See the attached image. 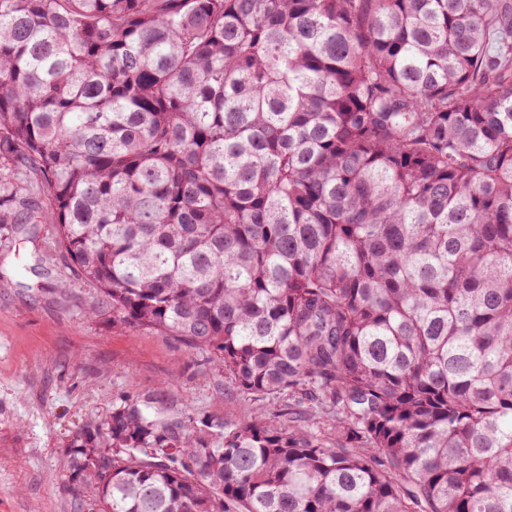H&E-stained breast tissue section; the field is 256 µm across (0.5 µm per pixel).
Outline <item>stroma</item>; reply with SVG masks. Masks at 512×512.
Here are the masks:
<instances>
[{
    "label": "stroma",
    "mask_w": 512,
    "mask_h": 512,
    "mask_svg": "<svg viewBox=\"0 0 512 512\" xmlns=\"http://www.w3.org/2000/svg\"><path fill=\"white\" fill-rule=\"evenodd\" d=\"M43 275L28 270L33 250ZM52 225L0 231V512H90L92 496L69 479V450L121 400L153 403L169 418L186 409L247 420L260 406L227 383L202 353L160 333L112 323L94 293L70 278Z\"/></svg>",
    "instance_id": "stroma-1"
}]
</instances>
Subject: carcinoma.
Wrapping results in <instances>:
<instances>
[{"instance_id": "obj_1", "label": "carcinoma", "mask_w": 512, "mask_h": 512, "mask_svg": "<svg viewBox=\"0 0 512 512\" xmlns=\"http://www.w3.org/2000/svg\"><path fill=\"white\" fill-rule=\"evenodd\" d=\"M15 169L0 229L269 408L114 407L96 512H512V0H0ZM7 173L11 179L16 181L20 186H22L27 194L32 198L34 203L36 204V210L38 211V215L45 213L49 209V202L46 199V196L42 190L40 184L35 181H30L24 173L14 174L13 172H3Z\"/></svg>"}]
</instances>
